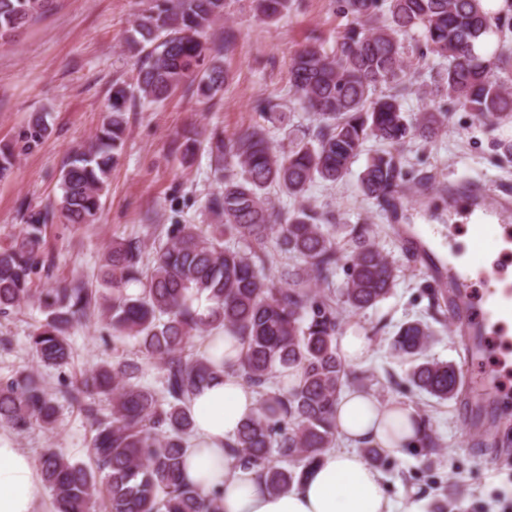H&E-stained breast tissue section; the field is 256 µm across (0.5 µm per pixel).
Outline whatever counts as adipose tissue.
Returning <instances> with one entry per match:
<instances>
[{"instance_id": "obj_1", "label": "adipose tissue", "mask_w": 512, "mask_h": 512, "mask_svg": "<svg viewBox=\"0 0 512 512\" xmlns=\"http://www.w3.org/2000/svg\"><path fill=\"white\" fill-rule=\"evenodd\" d=\"M192 445L186 454L187 481L224 492V512H393L381 473L364 458L372 445L396 453L415 443L419 419L399 401L381 402L352 389L336 406L343 447L330 449L303 481L274 494L248 468L224 455V442L257 408L255 394L238 379L219 376L191 397ZM33 459L0 435V512H37Z\"/></svg>"}]
</instances>
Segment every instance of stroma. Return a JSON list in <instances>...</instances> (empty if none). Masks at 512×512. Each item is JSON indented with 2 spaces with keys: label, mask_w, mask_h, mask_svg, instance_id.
<instances>
[{
  "label": "stroma",
  "mask_w": 512,
  "mask_h": 512,
  "mask_svg": "<svg viewBox=\"0 0 512 512\" xmlns=\"http://www.w3.org/2000/svg\"><path fill=\"white\" fill-rule=\"evenodd\" d=\"M145 6V0H56L40 20L0 40V141L14 139L34 112L47 114L52 129L41 146L19 157L12 176L0 181V247L18 234L28 214L59 207V175L71 149L94 134L113 82L133 78L135 60L125 51V39ZM344 24L333 0H297L276 21L257 17L251 0H229L227 25L213 29L218 43L224 40L225 27L236 34L233 47L223 56L228 74L223 93L203 100L187 85L163 103L131 108L126 145L112 169L97 223L78 230L58 219L48 225L46 249L54 258L53 273L51 278L35 279V288L75 277L98 287L100 256L113 240L143 234L148 224H208L205 201L219 183L207 149H200L193 162L183 160L184 138L215 128L229 136L259 123L254 105L260 98L289 112L292 125L310 126V116L291 91L290 57L311 36L322 37L325 47H332ZM502 138L512 140V123L493 131L482 129L470 113L454 111L446 134L428 144L410 141L403 150L412 174H432L441 184L465 174L493 194H512V158H504L497 147ZM365 164V158H358L339 186L314 184L306 200L315 212L340 224L339 249H347L351 225L370 224L379 249L404 270L393 295L379 308L341 313L343 325H358L372 346L369 361L355 368L360 390L412 407L428 419L439 443L438 453L428 462L408 449L389 454L382 469L386 493L394 512H408L414 504L421 512H434L443 501L448 512H506V505L512 504V467H488L490 449L470 438L461 400L443 402L413 388L406 378L408 362L391 352L390 338L400 324L429 320L428 279L409 261L390 219L361 194L358 175ZM403 221L416 231L435 225L453 251L462 249L460 238L467 227L449 219L440 198L416 204ZM40 317L31 305L0 316V339L9 341L0 346V380L36 367L28 334ZM71 342V365L60 372H41L51 388L78 380L112 358V329L100 317L77 327ZM58 404L52 429L18 433L7 428L0 433L35 460L49 448L86 459L91 432L83 413L66 399ZM446 487L455 489V496L442 497Z\"/></svg>",
  "instance_id": "35a3bbf8"
}]
</instances>
